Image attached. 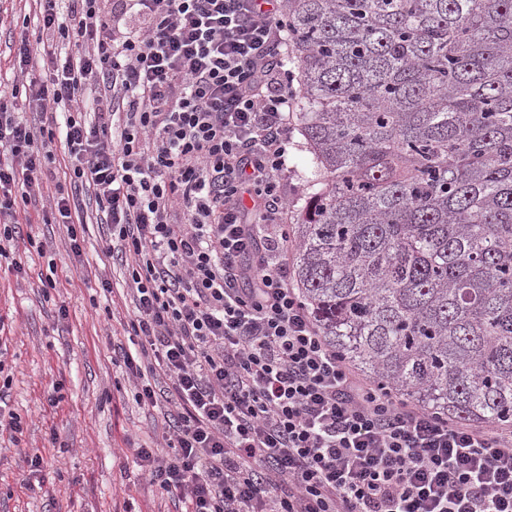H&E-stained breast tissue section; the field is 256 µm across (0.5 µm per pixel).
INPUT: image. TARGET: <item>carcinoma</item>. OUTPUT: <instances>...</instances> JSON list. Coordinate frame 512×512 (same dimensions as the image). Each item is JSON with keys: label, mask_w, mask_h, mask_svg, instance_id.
I'll return each instance as SVG.
<instances>
[{"label": "carcinoma", "mask_w": 512, "mask_h": 512, "mask_svg": "<svg viewBox=\"0 0 512 512\" xmlns=\"http://www.w3.org/2000/svg\"><path fill=\"white\" fill-rule=\"evenodd\" d=\"M307 309L393 395L512 425V0H284Z\"/></svg>", "instance_id": "1"}]
</instances>
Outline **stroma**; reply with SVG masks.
Masks as SVG:
<instances>
[{
	"label": "stroma",
	"mask_w": 512,
	"mask_h": 512,
	"mask_svg": "<svg viewBox=\"0 0 512 512\" xmlns=\"http://www.w3.org/2000/svg\"><path fill=\"white\" fill-rule=\"evenodd\" d=\"M44 32L28 0H0V90L12 89L9 41ZM301 131L280 174L288 222L296 224L315 170ZM27 239L0 259V383L7 408L21 416L19 439L0 433V512H183L134 463L135 448L167 455L165 420L173 407L135 400L121 349L132 315L123 269L104 253L107 225L87 224L81 255L62 224L31 215ZM21 272H14L13 263ZM106 273L103 291L97 273ZM55 287H47V280ZM66 316H59V307ZM56 403H49V395ZM43 465L30 473L27 456Z\"/></svg>",
	"instance_id": "35a3bbf8"
}]
</instances>
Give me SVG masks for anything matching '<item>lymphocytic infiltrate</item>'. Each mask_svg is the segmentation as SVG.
<instances>
[{"label": "lymphocytic infiltrate", "instance_id": "obj_1", "mask_svg": "<svg viewBox=\"0 0 512 512\" xmlns=\"http://www.w3.org/2000/svg\"><path fill=\"white\" fill-rule=\"evenodd\" d=\"M45 41L12 68L36 121L0 102V257L30 204L66 225L84 188L134 306L136 399L174 404L172 455L135 451L186 512H512V431L362 380L288 274L286 167L298 92L282 0H36ZM81 46L60 57L56 40ZM52 66L29 75L34 58ZM67 107L52 198L51 123Z\"/></svg>", "mask_w": 512, "mask_h": 512}]
</instances>
